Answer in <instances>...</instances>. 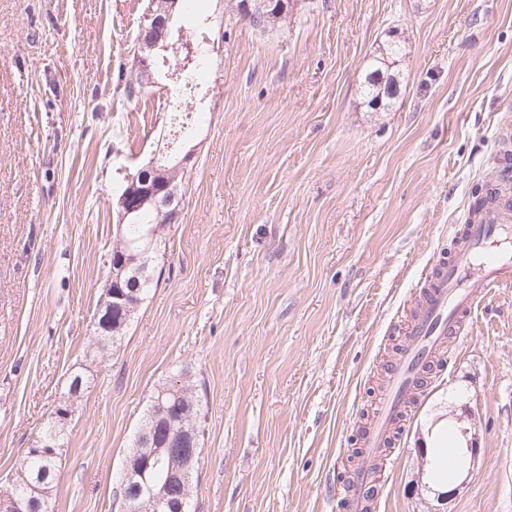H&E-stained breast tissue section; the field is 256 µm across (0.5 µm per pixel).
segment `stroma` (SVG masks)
<instances>
[{
    "label": "stroma",
    "mask_w": 512,
    "mask_h": 512,
    "mask_svg": "<svg viewBox=\"0 0 512 512\" xmlns=\"http://www.w3.org/2000/svg\"><path fill=\"white\" fill-rule=\"evenodd\" d=\"M237 0H182L171 28L213 43L190 85L156 61L130 99L148 0H0V490L73 373L55 512H117L155 388L201 416L195 512H346L345 480L424 278L512 144V0H297L260 32ZM399 93L360 85L389 35ZM185 128L161 276L119 348L88 362L116 242L121 168ZM392 441L374 512H512V288L495 289ZM475 431L448 501L419 443Z\"/></svg>",
    "instance_id": "stroma-1"
}]
</instances>
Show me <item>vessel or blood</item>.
I'll list each match as a JSON object with an SVG mask.
<instances>
[{"label": "vessel or blood", "mask_w": 512, "mask_h": 512, "mask_svg": "<svg viewBox=\"0 0 512 512\" xmlns=\"http://www.w3.org/2000/svg\"><path fill=\"white\" fill-rule=\"evenodd\" d=\"M512 233V198L501 197L481 213L469 214L453 253L432 270L405 332L406 348L389 373L386 397L362 438L364 451L348 493L352 512H371L367 487L390 441L436 359L450 354L448 339L463 332L490 288L512 285V256L493 244Z\"/></svg>", "instance_id": "1"}]
</instances>
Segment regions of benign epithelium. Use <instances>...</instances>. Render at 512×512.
Returning <instances> with one entry per match:
<instances>
[{
    "label": "benign epithelium",
    "mask_w": 512,
    "mask_h": 512,
    "mask_svg": "<svg viewBox=\"0 0 512 512\" xmlns=\"http://www.w3.org/2000/svg\"><path fill=\"white\" fill-rule=\"evenodd\" d=\"M179 0H161L158 8L149 10L140 27L136 65L141 78L152 79L154 52L163 51L178 62L175 75L184 70L181 59L184 37L171 39L170 23ZM296 0H246L240 5L242 17L250 20L256 14L273 23L288 18ZM189 155L178 159L166 153L153 154L149 161L135 171L123 169L122 185L116 195L117 244L110 257L112 292L105 295L95 316L97 331L112 328V314L124 312L140 303V281L149 279L147 255L157 242L164 225L172 224L178 214L177 189L173 175L187 163ZM144 210L155 211L164 218L162 224L146 227L136 243L126 240L127 225L136 223ZM157 436L161 447L147 448L130 458L122 469V486L133 490V504L122 512H178L182 506L172 500L171 489L188 486L191 473L198 463L201 451L193 444L191 435L175 428L174 419L161 406L156 416ZM181 451V463L172 468L165 480L157 481L152 475L151 462L164 451ZM477 439L467 440L464 448V469L472 475L478 464Z\"/></svg>",
    "instance_id": "benign-epithelium-1"
}]
</instances>
